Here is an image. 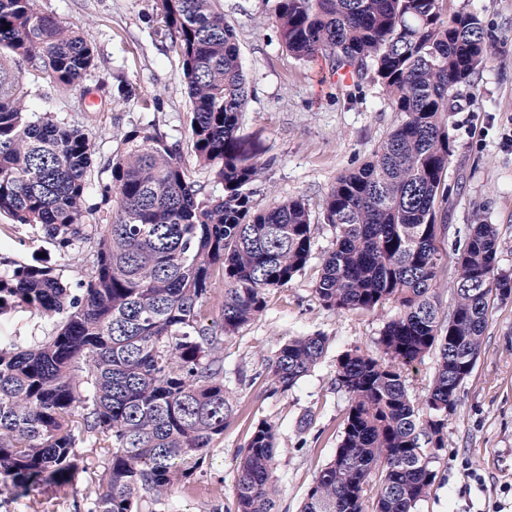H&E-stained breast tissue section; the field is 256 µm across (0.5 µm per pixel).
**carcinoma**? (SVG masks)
Instances as JSON below:
<instances>
[{
	"label": "carcinoma",
	"mask_w": 512,
	"mask_h": 512,
	"mask_svg": "<svg viewBox=\"0 0 512 512\" xmlns=\"http://www.w3.org/2000/svg\"><path fill=\"white\" fill-rule=\"evenodd\" d=\"M446 0H275L273 22L296 59L324 58L354 84L380 85L397 123L369 160L337 178L323 204L336 229L314 292L337 312L397 314L377 353L336 358L348 398L331 460L301 512H416L438 478L448 412L482 351L489 300L512 297L492 224H472L456 250L448 311L437 213L453 156L448 105L475 86L490 43L480 16ZM167 49L181 63L188 141L223 193L193 179L180 144L154 125L123 134L108 164L112 221L89 224L94 146L84 130L31 110L27 65L57 90L83 85L95 52L36 0H0V215L40 229L72 260L90 247L85 278L68 286L34 258L0 272V483L82 496L87 512H144L190 482L236 406L224 387V337L261 315L312 256L316 225L300 199L258 210L261 167L239 135L248 100L236 32L216 0H157ZM224 304L204 314L215 273ZM24 312L46 325L27 343L4 322ZM326 353V337L294 336L269 360L272 392L286 393ZM436 354L420 401L406 375ZM276 430L255 426L238 466L235 512H277Z\"/></svg>",
	"instance_id": "carcinoma-1"
}]
</instances>
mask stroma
Segmentation results:
<instances>
[{
	"instance_id": "stroma-1",
	"label": "stroma",
	"mask_w": 512,
	"mask_h": 512,
	"mask_svg": "<svg viewBox=\"0 0 512 512\" xmlns=\"http://www.w3.org/2000/svg\"><path fill=\"white\" fill-rule=\"evenodd\" d=\"M449 11L476 12L494 46L475 89H461L448 114L454 156L445 184L448 202L439 237L445 273L437 296L454 293V248L472 224L498 232L500 268L512 274V0H447ZM43 12L79 30L96 50L85 78L90 95L60 93L31 70L22 86L31 108L85 129L95 145L87 201L89 223L106 224L111 209L101 195L107 169L125 131L153 124L180 142L194 180L212 195L222 188L197 166L187 142L189 102L180 63L160 33L155 0H37ZM234 27L249 97L240 134L259 149L262 167L252 189L257 207L302 199L317 226L313 256L285 288L268 293L264 312L224 339V384L238 412L188 487L171 497L173 512H234L238 459L252 428L276 429L274 477L278 512H299L318 471L331 459L348 399L336 386V358L357 347L375 352L392 306L375 312H336L321 306L314 284L321 259L335 240L323 221V203L336 179L366 162L398 118L380 85L341 83L328 64L303 62L282 47L271 24V0H218ZM131 84L136 104L114 101L117 80ZM42 255L58 261L40 230L0 216V263ZM322 334V362L283 394H271L266 364L288 338ZM438 479L417 512H512V299L491 300L483 350L448 415V446L432 464ZM84 512L71 495L42 488L16 496L0 484V512Z\"/></svg>"
}]
</instances>
